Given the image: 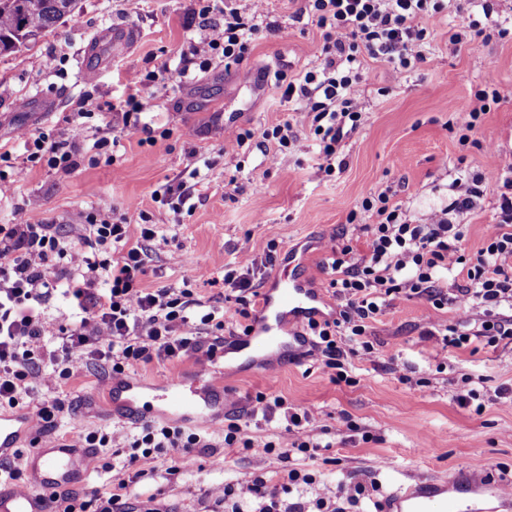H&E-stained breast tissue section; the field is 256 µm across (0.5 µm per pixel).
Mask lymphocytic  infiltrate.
<instances>
[{"label": "lymphocytic infiltrate", "mask_w": 512, "mask_h": 512, "mask_svg": "<svg viewBox=\"0 0 512 512\" xmlns=\"http://www.w3.org/2000/svg\"><path fill=\"white\" fill-rule=\"evenodd\" d=\"M265 0H252L250 12L230 10L223 23L212 22L209 6L199 12L204 31L191 43L193 60L209 64L223 56L225 67L242 62L251 39L262 30ZM446 0H305L304 10L322 31L319 62L297 75L277 71L274 80L285 102L311 118L320 140V172L344 166L343 140L360 128L367 110L363 72L365 59L391 64L404 78L426 62L427 18L441 13ZM457 30L448 38L449 53L476 38H506L512 30L493 19L489 0H457ZM83 127L55 137L21 134L26 159L60 176L78 170L86 156L80 143ZM501 183L503 221L491 225L475 256L465 254L464 220L485 180ZM355 231L366 234L368 252L351 257L349 247L334 251L330 281L338 301L330 320L308 321L303 333L337 380H347L351 358L373 357L367 339L385 309L398 299H420L433 310L454 309L458 319L447 326L431 322L427 338L441 347L458 348L471 339L496 344L512 341V163H495L487 174L473 177L466 195L432 211L423 223L411 224L387 192H372L347 217ZM76 239H66L54 225L30 222L16 208L13 223L0 225V405L15 408L34 398L38 386L69 379L90 362H106L113 375L162 359L178 364L193 356L214 360L225 335H236L258 287L277 260L274 244L252 252L224 273V285L235 291L234 307L217 312L186 289L141 287L147 273L145 241L152 225H131L112 210L85 215ZM82 247L77 269L64 264ZM448 275L465 276L454 289L441 285ZM62 291L78 315L77 322L57 327L44 317L42 304ZM79 448H126L127 469L155 455L170 457L175 468L191 461L193 449L206 445L202 432L167 423H141L136 436L122 429L78 433ZM225 512H282L276 491L262 478L216 491ZM55 512H117L118 494L97 488L84 496L54 493Z\"/></svg>", "instance_id": "f902f5d3"}]
</instances>
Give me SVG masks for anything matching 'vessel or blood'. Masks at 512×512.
I'll list each match as a JSON object with an SVG mask.
<instances>
[{
	"mask_svg": "<svg viewBox=\"0 0 512 512\" xmlns=\"http://www.w3.org/2000/svg\"><path fill=\"white\" fill-rule=\"evenodd\" d=\"M139 38L137 27L113 26L98 33V41H111L113 53L133 47ZM328 302L311 283L291 269L273 273L263 290L256 319L248 335L239 338L242 357L264 370H272L284 358L301 348L297 329L311 319L324 317ZM211 367H195L191 374H177L157 384L161 398L171 414H187L199 425L210 424L216 401L206 388L213 383ZM122 401L133 418L147 419L149 413L141 405L139 384L129 381L120 387ZM29 417L18 414L0 416V452L12 449L19 429L30 426ZM97 452L92 448H70L64 444L38 446L26 459L34 490L0 491V512H48L49 494L53 489L71 483L74 477L89 470ZM473 501L471 512H512V488L483 474L434 478L416 482L404 492L384 503L381 512H432L443 505L453 512L459 499Z\"/></svg>",
	"mask_w": 512,
	"mask_h": 512,
	"instance_id": "b4317fda",
	"label": "vessel or blood"
}]
</instances>
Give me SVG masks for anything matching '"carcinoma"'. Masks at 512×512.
<instances>
[{
  "label": "carcinoma",
  "instance_id": "cac0c4a2",
  "mask_svg": "<svg viewBox=\"0 0 512 512\" xmlns=\"http://www.w3.org/2000/svg\"><path fill=\"white\" fill-rule=\"evenodd\" d=\"M78 0H0V55L37 43L64 18L75 15Z\"/></svg>",
  "mask_w": 512,
  "mask_h": 512
}]
</instances>
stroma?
I'll return each instance as SVG.
<instances>
[{
	"mask_svg": "<svg viewBox=\"0 0 512 512\" xmlns=\"http://www.w3.org/2000/svg\"><path fill=\"white\" fill-rule=\"evenodd\" d=\"M302 5L303 0H266L265 21L273 32L256 36L240 64L228 68L216 58L204 69L191 65L185 79L178 75L180 60L203 34L198 0H80L75 17L35 45L0 56V144L20 159L15 194L0 200V225L13 223L22 206L32 222L55 225L73 238L79 212L109 208L135 223L143 210L156 231L147 244L144 287L179 288L187 282L196 298L219 304L225 266L273 240L278 264L287 265L295 254L304 257L301 274L327 295L331 274L323 261L332 248L351 246L357 259L367 252L365 237L353 236L347 222L367 193L388 191L391 204L419 224L448 204V186L459 175L483 173L496 159L512 162V40L479 38L449 54L448 35L458 19L448 11L427 20L428 61L405 78L396 79L386 63L365 60L366 121L343 141L345 167L330 176L319 173V140L309 119L265 78L278 68L301 73L319 56L322 37L301 15ZM115 22L136 26L137 44L102 59L96 74L88 75V46ZM150 71L159 78L141 115L145 129L132 135L118 107L129 92L125 77ZM492 88L500 91V102L481 116L476 143L462 144L452 127L453 106ZM83 104L91 110L113 107L107 127H88L83 140L89 149L100 136L114 138L112 163L85 164L61 178L22 162L20 133L63 131ZM287 121L296 137L281 151L263 133ZM246 129L251 139L237 145L235 134ZM172 179L192 186V208L176 211L154 202L153 191ZM500 204V186L484 183L465 219L469 252H477L489 225L499 223ZM429 313L419 299L386 308L371 329L376 358H353L346 382L335 381L333 370L306 354L268 372L217 353L213 370L224 413L208 428L209 447L194 449L190 467L176 474L161 458L139 462V477L120 487L127 512H224L214 488L244 486L258 476L280 489L286 512L309 510L325 487L352 478L375 484L378 503L419 479L465 471L512 479V400L493 397L495 389L512 390V343L477 340L441 351L424 336ZM394 362L406 367L409 382L391 371ZM105 374L95 364L39 388V398L59 399L65 410L52 431L24 436L5 456V464L20 471V485L29 483L23 456L40 441L115 426L135 433L136 420L123 414ZM469 376L481 379L480 389L490 399L483 409L455 399ZM261 392L313 414L320 444L313 455L225 454L224 426L233 421L255 443L287 442L281 416H249ZM127 454L124 448L99 449L96 468L69 484V491L119 487ZM292 468L313 474L314 483L283 489Z\"/></svg>",
	"mask_w": 512,
	"mask_h": 512,
	"instance_id": "stroma-1",
	"label": "stroma"
}]
</instances>
